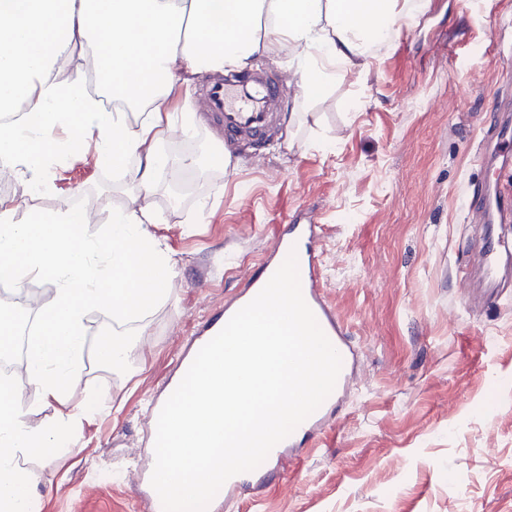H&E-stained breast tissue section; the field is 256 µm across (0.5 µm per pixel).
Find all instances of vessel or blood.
<instances>
[{
	"label": "vessel or blood",
	"instance_id": "vessel-or-blood-1",
	"mask_svg": "<svg viewBox=\"0 0 512 512\" xmlns=\"http://www.w3.org/2000/svg\"><path fill=\"white\" fill-rule=\"evenodd\" d=\"M280 85L259 70L246 73L227 72L217 75L204 89L206 108L224 134L225 141L263 143L271 134ZM487 143L504 160H512V131L496 126L487 129ZM468 212L474 224H499L512 217V184L501 183L493 174H486L477 198L471 199ZM322 227L306 211L286 218L264 269L249 278L245 288L232 300L225 302L198 329L195 347H202L214 337L240 308L250 302L268 281L267 273L279 260L296 254L305 301L312 309L320 327L339 352L342 368L332 394L304 422L287 442L277 444L265 465L230 478L208 506L207 512H220L221 507L247 491L269 487L286 462L285 450L298 444L318 447L329 421L342 408L343 395L355 381L356 355L347 330L323 293V269L317 244ZM478 252L486 286L479 297L485 306L497 305L500 290L496 285L501 264L512 258V240L505 237H480ZM151 468L137 472V493L146 512H162L157 493L150 484Z\"/></svg>",
	"mask_w": 512,
	"mask_h": 512
}]
</instances>
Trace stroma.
Returning <instances> with one entry per match:
<instances>
[{"mask_svg":"<svg viewBox=\"0 0 512 512\" xmlns=\"http://www.w3.org/2000/svg\"><path fill=\"white\" fill-rule=\"evenodd\" d=\"M512 0H428L367 70L315 105L286 145L232 148L235 171H191L150 200L156 233L177 262L158 307L136 321L127 369L85 363L72 404L95 393L108 413L50 462L22 465L40 479L41 512H143L126 470L147 447L139 409L163 382L194 323L259 271L276 224L299 208L325 226L324 293L346 322L360 378L320 449L288 461L273 487L229 512H512V282L499 306H468L460 277L473 262L465 208L506 80L500 40ZM200 131L172 136L198 156L220 147L200 102ZM330 142L328 151L307 146ZM53 191L19 199V215L76 210L96 233L125 203L118 173L92 157L59 161ZM212 205L197 217L200 198ZM104 466L112 482L97 479Z\"/></svg>","mask_w":512,"mask_h":512,"instance_id":"35a3bbf8","label":"stroma"}]
</instances>
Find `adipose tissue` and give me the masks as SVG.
Listing matches in <instances>:
<instances>
[{
    "instance_id": "obj_1",
    "label": "adipose tissue",
    "mask_w": 512,
    "mask_h": 512,
    "mask_svg": "<svg viewBox=\"0 0 512 512\" xmlns=\"http://www.w3.org/2000/svg\"><path fill=\"white\" fill-rule=\"evenodd\" d=\"M426 0H0V170L23 187L51 190V166L66 154L119 166L129 190L100 235L67 211L18 216L0 197V255L18 280L51 277L53 302L41 309L29 341L35 406L52 410L31 425L0 385V512H36L39 479L23 458L54 459L102 412L69 392L89 311L112 313V335L99 359L124 370L137 348L129 320L152 311L161 287L144 271L173 275L176 262L154 231L148 203L161 181L178 183L199 166L192 154L167 152V132L197 133L188 96L196 76L247 69L264 54L287 52L305 101L317 102L397 35L399 19Z\"/></svg>"
}]
</instances>
